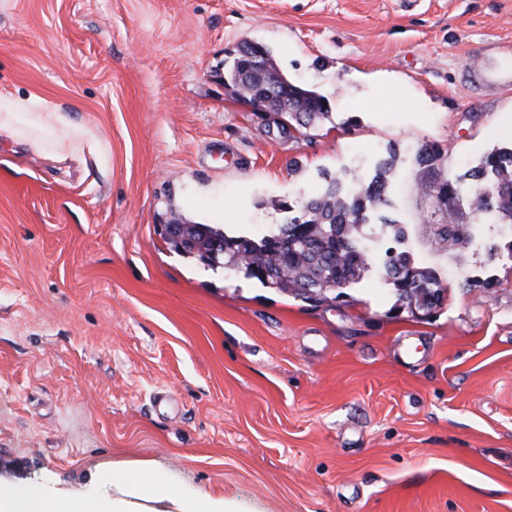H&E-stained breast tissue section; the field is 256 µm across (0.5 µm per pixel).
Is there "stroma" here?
Wrapping results in <instances>:
<instances>
[{"label": "stroma", "mask_w": 512, "mask_h": 512, "mask_svg": "<svg viewBox=\"0 0 512 512\" xmlns=\"http://www.w3.org/2000/svg\"><path fill=\"white\" fill-rule=\"evenodd\" d=\"M487 41L512 48V0H0V480L126 462L233 512H512V237L465 207L478 245L438 243L410 149L455 181L512 145V89L466 78ZM246 42L329 119L294 138L244 106ZM390 156L430 315L376 262L315 304L165 240L256 235ZM445 151L437 143H424L418 150V162L423 169H426L428 173L439 171V167L444 162Z\"/></svg>", "instance_id": "1"}]
</instances>
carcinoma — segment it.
I'll return each mask as SVG.
<instances>
[{
    "instance_id": "obj_1",
    "label": "carcinoma",
    "mask_w": 512,
    "mask_h": 512,
    "mask_svg": "<svg viewBox=\"0 0 512 512\" xmlns=\"http://www.w3.org/2000/svg\"><path fill=\"white\" fill-rule=\"evenodd\" d=\"M282 73L270 50L258 42L245 43L229 61L226 78L244 80L240 91L259 94L275 85ZM269 105L289 109L288 116L299 131L308 130L329 118L326 99L317 92L291 83L273 90ZM445 151L437 143H424L418 150V162L427 172L439 170ZM393 162L381 164L367 184H356L345 190L330 182L318 194L302 203L286 224H278L259 238L230 236L209 224L182 222L190 245L168 240L178 253L214 266L242 272L263 286L305 301L332 303L345 296L343 289L359 283L370 265V259L359 248V237L369 216L378 215L388 206V191ZM464 178L472 188L465 189L442 176L421 179L419 191L436 199L438 206L448 207L455 198L466 199L476 214L493 213L502 224L512 225V149L490 152ZM469 226L451 215L440 220L436 241L461 246L468 239ZM287 237V253L276 250V241ZM383 266L396 295L395 308L413 315L421 306L433 311L443 305L444 289L429 268L415 265L409 253L393 248L385 251ZM265 267L269 274L256 272Z\"/></svg>"
}]
</instances>
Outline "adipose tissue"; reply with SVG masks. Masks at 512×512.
<instances>
[{"label":"adipose tissue","mask_w":512,"mask_h":512,"mask_svg":"<svg viewBox=\"0 0 512 512\" xmlns=\"http://www.w3.org/2000/svg\"><path fill=\"white\" fill-rule=\"evenodd\" d=\"M0 512H227L223 499L188 493L164 473L113 465L85 491L0 481Z\"/></svg>","instance_id":"ef3b65f1"}]
</instances>
